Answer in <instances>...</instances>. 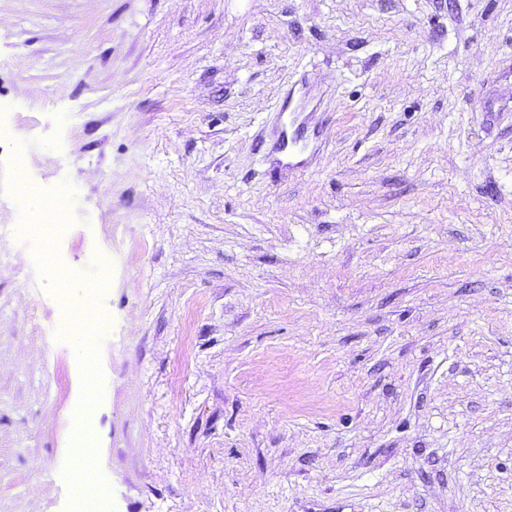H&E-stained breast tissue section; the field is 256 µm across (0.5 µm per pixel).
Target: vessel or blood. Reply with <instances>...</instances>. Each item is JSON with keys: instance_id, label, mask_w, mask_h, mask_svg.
<instances>
[{"instance_id": "obj_1", "label": "vessel or blood", "mask_w": 512, "mask_h": 512, "mask_svg": "<svg viewBox=\"0 0 512 512\" xmlns=\"http://www.w3.org/2000/svg\"><path fill=\"white\" fill-rule=\"evenodd\" d=\"M282 122L276 132L275 151L280 165L304 172L320 152L319 122L305 93L291 90L278 103Z\"/></svg>"}]
</instances>
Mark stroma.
Instances as JSON below:
<instances>
[{"instance_id": "obj_1", "label": "stroma", "mask_w": 512, "mask_h": 512, "mask_svg": "<svg viewBox=\"0 0 512 512\" xmlns=\"http://www.w3.org/2000/svg\"><path fill=\"white\" fill-rule=\"evenodd\" d=\"M0 103L76 196L0 142V512L73 508L62 284L105 512H512V0H0ZM301 89L288 90L279 100L282 122L275 131L274 151L281 156L275 164L286 166L297 172L307 171L320 152L319 121L315 118L314 106ZM25 176L26 178L23 176L22 192L27 195L30 192L32 195L44 198L46 202V206L44 208L35 211L31 215V221L29 224L32 225H28L30 226L28 227L29 232L38 237L42 241L43 246L48 244L53 247L56 240L69 225V213L72 204L71 198L66 193H58L51 197H44L40 189L30 181L26 173ZM38 197L31 196L30 200L34 204L39 203L41 206L42 200ZM41 224H54V227L51 231L45 232L41 229Z\"/></svg>"}]
</instances>
